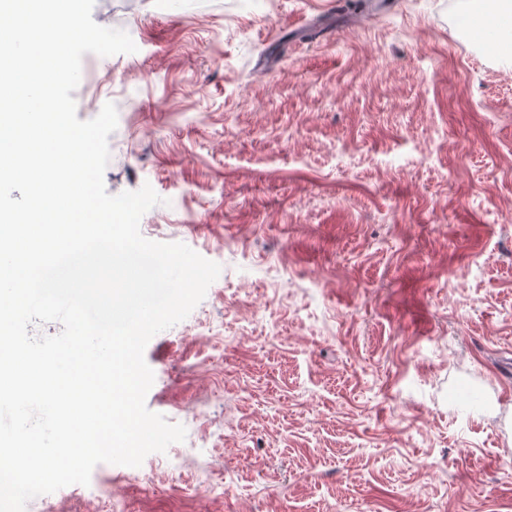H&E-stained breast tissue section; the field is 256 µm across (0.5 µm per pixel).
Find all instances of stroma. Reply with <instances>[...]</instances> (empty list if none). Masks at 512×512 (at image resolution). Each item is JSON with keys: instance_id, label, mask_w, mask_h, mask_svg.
Listing matches in <instances>:
<instances>
[{"instance_id": "35a3bbf8", "label": "stroma", "mask_w": 512, "mask_h": 512, "mask_svg": "<svg viewBox=\"0 0 512 512\" xmlns=\"http://www.w3.org/2000/svg\"><path fill=\"white\" fill-rule=\"evenodd\" d=\"M494 0H96L109 194L221 266L157 333L183 442L26 512H512V57ZM489 23L472 40L461 16Z\"/></svg>"}]
</instances>
